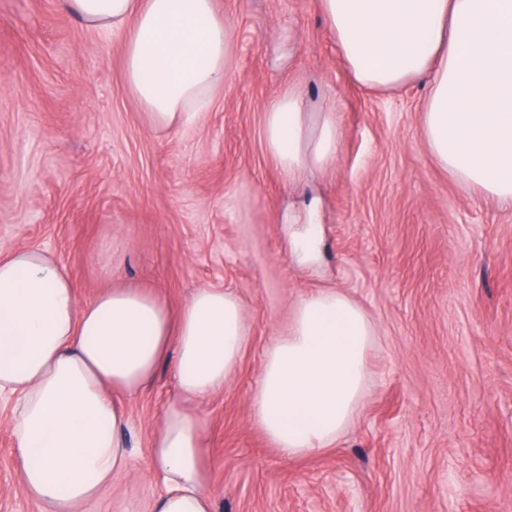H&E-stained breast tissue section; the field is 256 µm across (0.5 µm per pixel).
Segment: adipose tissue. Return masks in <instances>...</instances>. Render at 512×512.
<instances>
[{"mask_svg":"<svg viewBox=\"0 0 512 512\" xmlns=\"http://www.w3.org/2000/svg\"><path fill=\"white\" fill-rule=\"evenodd\" d=\"M90 30L123 34L125 79L158 129L197 121L231 67L214 0H64ZM350 78L388 89L424 80L432 153L512 209V0H320ZM264 145L290 180L334 163L338 110L296 89L268 105ZM373 334L365 312L329 289L300 301L265 351L254 422L283 458L332 444L349 422ZM246 341L235 297L196 290L178 312L137 288L78 304L67 267L37 249L0 253V396L21 491L45 512H77L129 472L117 395L173 362L178 397L150 435L165 485L153 512H214L203 423L192 402L222 390Z\"/></svg>","mask_w":512,"mask_h":512,"instance_id":"adipose-tissue-1","label":"adipose tissue"}]
</instances>
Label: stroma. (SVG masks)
Listing matches in <instances>:
<instances>
[{"label":"stroma","mask_w":512,"mask_h":512,"mask_svg":"<svg viewBox=\"0 0 512 512\" xmlns=\"http://www.w3.org/2000/svg\"><path fill=\"white\" fill-rule=\"evenodd\" d=\"M214 7L232 69L195 124L156 129L120 36L61 0H0V250L50 253L82 303L110 286L174 310L200 288L239 301V365L195 406L217 512H512V210L434 157L425 82L352 81L319 0ZM290 87L341 121L335 163L300 184L263 143L265 110ZM313 204L320 223H289ZM328 288L372 323L366 378L335 442L287 460L251 397L295 305ZM176 396L166 363L122 397L132 469L82 512H151L149 437ZM0 512H42L18 488L4 402Z\"/></svg>","instance_id":"obj_1"}]
</instances>
